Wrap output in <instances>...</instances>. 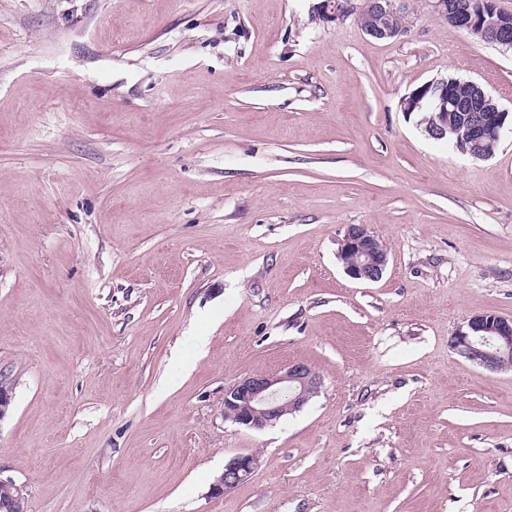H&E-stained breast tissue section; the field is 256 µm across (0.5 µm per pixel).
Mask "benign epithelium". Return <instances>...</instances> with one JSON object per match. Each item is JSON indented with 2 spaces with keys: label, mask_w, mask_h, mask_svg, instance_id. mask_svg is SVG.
Listing matches in <instances>:
<instances>
[{
  "label": "benign epithelium",
  "mask_w": 512,
  "mask_h": 512,
  "mask_svg": "<svg viewBox=\"0 0 512 512\" xmlns=\"http://www.w3.org/2000/svg\"><path fill=\"white\" fill-rule=\"evenodd\" d=\"M403 0H361L352 4L357 11L381 14L387 17L398 14ZM455 23L469 34L494 38L500 45L512 48V22L499 14L494 0H485V7L474 13L464 10L455 14ZM365 34L372 38L392 39L403 31L392 26L366 24ZM417 96L430 101V117L420 121L429 138L445 136L454 125L455 114L463 105L456 96L455 87L442 78L426 83L412 91L401 102L402 111L408 113ZM508 113L492 97H480V109L470 116L472 143L478 149L467 152L477 159L493 156L503 135L510 131L506 121ZM339 255L345 272L353 279L376 282L382 278L388 265V251L383 243L362 224H349L339 240ZM482 344L485 349L476 348ZM450 345L465 359L476 358V363L492 371L512 370V321L495 314H483L469 319L452 336ZM321 375L307 362L294 361L283 370L267 375L247 376L224 389V419L253 430H263L279 423L281 417L301 411L322 389ZM256 454L238 455L224 464L216 476L211 494L221 496L246 480L259 466ZM0 484L15 490L12 512H22L27 503L25 485L4 474L0 467Z\"/></svg>",
  "instance_id": "1"
}]
</instances>
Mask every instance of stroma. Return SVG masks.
I'll return each instance as SVG.
<instances>
[{"label": "stroma", "instance_id": "obj_1", "mask_svg": "<svg viewBox=\"0 0 512 512\" xmlns=\"http://www.w3.org/2000/svg\"><path fill=\"white\" fill-rule=\"evenodd\" d=\"M318 0H0V468L28 512H512V136L474 159L401 101L449 76L512 113V49L408 0L379 41ZM350 224L379 281L338 256ZM302 360L276 426L224 390ZM256 454L221 496L225 463ZM339 244L344 270L352 279L376 282L382 278L388 251L365 225H347ZM477 343L486 349L476 348ZM450 345L465 359L478 355L476 363L484 369L512 370V321L500 316L483 314L469 319L452 336ZM260 461V457L256 454L238 455L231 458L225 463L224 470L216 476L211 486V494L221 496L227 490L239 485L259 466Z\"/></svg>", "mask_w": 512, "mask_h": 512}]
</instances>
